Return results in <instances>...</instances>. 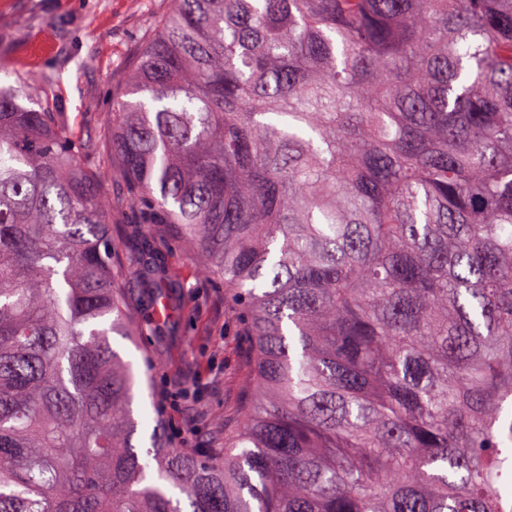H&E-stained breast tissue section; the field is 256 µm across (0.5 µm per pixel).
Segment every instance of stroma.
Listing matches in <instances>:
<instances>
[{"label": "stroma", "instance_id": "35a3bbf8", "mask_svg": "<svg viewBox=\"0 0 512 512\" xmlns=\"http://www.w3.org/2000/svg\"><path fill=\"white\" fill-rule=\"evenodd\" d=\"M174 0H0V84L31 93L52 78L59 111L78 137L110 125L112 98L127 84L128 66ZM157 251H177L166 268L180 285L166 320L110 343L134 380L133 444L152 447L153 431L172 445L222 450L248 399L253 347L223 284L181 246L172 224H149L142 207L113 212L112 231L127 259L141 252L144 231Z\"/></svg>", "mask_w": 512, "mask_h": 512}]
</instances>
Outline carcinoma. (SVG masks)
<instances>
[{"label":"carcinoma","instance_id":"obj_1","mask_svg":"<svg viewBox=\"0 0 512 512\" xmlns=\"http://www.w3.org/2000/svg\"><path fill=\"white\" fill-rule=\"evenodd\" d=\"M0 89V512H512V0H175L112 147ZM231 291L223 453L132 444L101 182Z\"/></svg>","mask_w":512,"mask_h":512}]
</instances>
